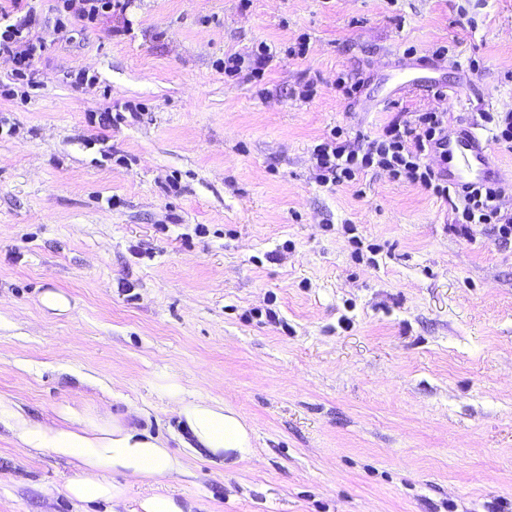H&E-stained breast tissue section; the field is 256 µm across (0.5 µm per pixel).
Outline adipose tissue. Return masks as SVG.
Masks as SVG:
<instances>
[{
    "label": "adipose tissue",
    "instance_id": "1",
    "mask_svg": "<svg viewBox=\"0 0 512 512\" xmlns=\"http://www.w3.org/2000/svg\"><path fill=\"white\" fill-rule=\"evenodd\" d=\"M165 387L185 447L240 463L253 456L252 430L235 411L209 396L185 392L176 379ZM142 417L137 409L113 415L65 403L54 418L37 422L19 402L0 396V430L23 447L69 465L65 492L73 512H88L89 504L98 501L115 510L126 504L132 483L150 487L132 512H193L192 505L179 501L167 487L169 477L184 472L183 462L165 440L139 427ZM114 473L123 475L124 483L111 481Z\"/></svg>",
    "mask_w": 512,
    "mask_h": 512
}]
</instances>
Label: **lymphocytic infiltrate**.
<instances>
[{
	"label": "lymphocytic infiltrate",
	"instance_id": "1",
	"mask_svg": "<svg viewBox=\"0 0 512 512\" xmlns=\"http://www.w3.org/2000/svg\"><path fill=\"white\" fill-rule=\"evenodd\" d=\"M55 24L63 27L73 22L95 23L100 17L121 8V0H56ZM20 19H11V11L0 8V53L12 55L16 81L32 80V64L44 50L40 37L31 33L38 21L24 13L23 0H12ZM448 118L443 112H423L414 120H393L382 135L368 139L357 137L354 142L342 140L340 132L315 146L320 182L328 184L354 181L364 170L378 168L393 178L424 186L443 200H450L451 188L438 179L434 170L422 164L424 153L432 151L446 136ZM497 188L489 187L464 195L460 207L454 208L453 226L467 233L469 225L488 224L501 240L512 239V215L502 213Z\"/></svg>",
	"mask_w": 512,
	"mask_h": 512
}]
</instances>
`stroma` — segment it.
<instances>
[{
	"instance_id": "stroma-1",
	"label": "stroma",
	"mask_w": 512,
	"mask_h": 512,
	"mask_svg": "<svg viewBox=\"0 0 512 512\" xmlns=\"http://www.w3.org/2000/svg\"><path fill=\"white\" fill-rule=\"evenodd\" d=\"M125 2L57 27L28 0L45 50L0 98V396L147 411L197 512H512V242L382 170L320 183L313 154L419 112L492 135L512 0ZM262 44V81L217 69ZM436 46L443 90L384 82ZM169 376L246 418L251 461L181 446ZM0 475V512H72L69 466L2 432Z\"/></svg>"
}]
</instances>
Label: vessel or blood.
Returning a JSON list of instances; mask_svg holds the SVG:
<instances>
[{
  "mask_svg": "<svg viewBox=\"0 0 512 512\" xmlns=\"http://www.w3.org/2000/svg\"><path fill=\"white\" fill-rule=\"evenodd\" d=\"M439 151L448 159L441 173L449 185L465 189L496 182L498 173L490 140L473 128L460 125L449 127L447 138Z\"/></svg>",
  "mask_w": 512,
  "mask_h": 512,
  "instance_id": "b4317fda",
  "label": "vessel or blood"
}]
</instances>
